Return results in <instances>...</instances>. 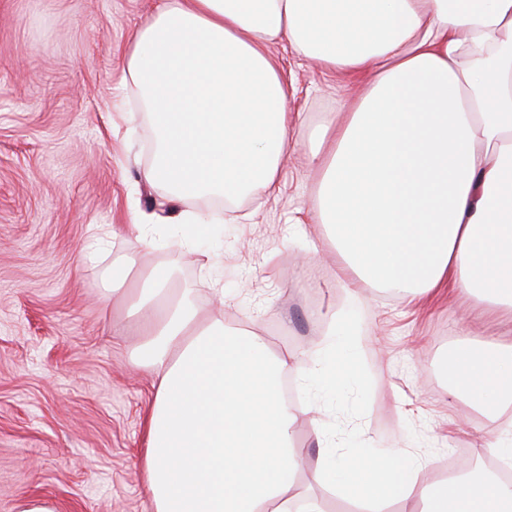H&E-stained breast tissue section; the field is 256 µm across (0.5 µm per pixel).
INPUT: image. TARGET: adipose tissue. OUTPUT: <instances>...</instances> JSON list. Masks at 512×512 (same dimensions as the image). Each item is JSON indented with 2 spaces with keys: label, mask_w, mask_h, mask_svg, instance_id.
Returning a JSON list of instances; mask_svg holds the SVG:
<instances>
[{
  "label": "adipose tissue",
  "mask_w": 512,
  "mask_h": 512,
  "mask_svg": "<svg viewBox=\"0 0 512 512\" xmlns=\"http://www.w3.org/2000/svg\"><path fill=\"white\" fill-rule=\"evenodd\" d=\"M284 37L326 69L374 72L326 153L309 208L345 275L422 298L445 288L512 314V0H164L125 70L152 114L145 170L173 202L275 194L288 157L290 90L268 43ZM150 273L136 315L138 363L157 381L144 487L155 512H325L335 486L362 512H512V483L461 472L432 480L405 448L371 454L365 474L317 458L298 484L300 409L281 391L295 370L336 390L360 338L331 317L313 353L272 354L190 297L166 302ZM441 371L453 393L496 415L512 407V343L461 341Z\"/></svg>",
  "instance_id": "adipose-tissue-1"
}]
</instances>
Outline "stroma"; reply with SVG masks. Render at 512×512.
<instances>
[{"label": "stroma", "mask_w": 512, "mask_h": 512, "mask_svg": "<svg viewBox=\"0 0 512 512\" xmlns=\"http://www.w3.org/2000/svg\"><path fill=\"white\" fill-rule=\"evenodd\" d=\"M158 0H0V512H153L141 457L154 378L136 366L128 315L143 273L172 270L202 314L224 290V322L278 355L314 346L329 313L358 306L361 341L344 383L325 395L288 373L294 406H310L294 436L305 465L316 435L359 459L410 446L448 465L512 423L450 391L441 361L462 336L497 333L474 299L441 293L411 303L344 280L336 248L302 209L316 188L308 166L328 121L347 111L371 74L330 75L288 40L269 47L293 82L292 145L279 191L252 195L208 237L181 245L180 209L144 171L154 133L124 78V58ZM154 225L143 248L132 222ZM91 224L117 235L98 264L79 247Z\"/></svg>", "instance_id": "stroma-1"}]
</instances>
